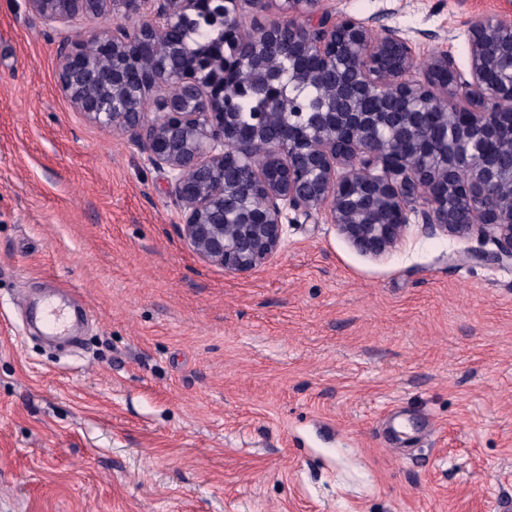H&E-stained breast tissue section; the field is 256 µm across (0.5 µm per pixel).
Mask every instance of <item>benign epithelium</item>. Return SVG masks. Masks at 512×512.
Here are the masks:
<instances>
[{
    "instance_id": "7a95c632",
    "label": "benign epithelium",
    "mask_w": 512,
    "mask_h": 512,
    "mask_svg": "<svg viewBox=\"0 0 512 512\" xmlns=\"http://www.w3.org/2000/svg\"><path fill=\"white\" fill-rule=\"evenodd\" d=\"M48 25L78 17L132 20L156 3L150 20L115 23L57 54L60 91L76 112L108 132L143 146L168 173L183 236L205 261L244 274L281 248L287 224H333L359 253L379 258L401 240L413 214L430 234L491 236L484 256L512 263V196L486 152H512V76L491 80L512 60V22L494 14L469 21V67L434 55L414 79L415 51L387 24L380 34L320 0H25ZM277 21L246 22L244 5ZM218 36L184 57L181 33L191 20ZM288 47L283 70L313 57L307 82L326 88L329 109L308 115L279 96L255 115L248 137L233 123L237 98L230 74L265 69L271 50ZM371 103L366 110L362 103ZM155 117L149 121L145 110ZM454 126L434 151L441 162L406 155L447 112ZM263 143L261 166L251 145ZM294 217H289V213Z\"/></svg>"
}]
</instances>
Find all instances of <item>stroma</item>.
Returning a JSON list of instances; mask_svg holds the SVG:
<instances>
[{"mask_svg":"<svg viewBox=\"0 0 512 512\" xmlns=\"http://www.w3.org/2000/svg\"><path fill=\"white\" fill-rule=\"evenodd\" d=\"M468 67L512 0H323ZM0 0V512H499L512 500V265L410 224L389 254L290 224L243 275L202 260L167 174L74 112L62 40ZM67 287L75 345L24 302Z\"/></svg>","mask_w":512,"mask_h":512,"instance_id":"stroma-1","label":"stroma"}]
</instances>
